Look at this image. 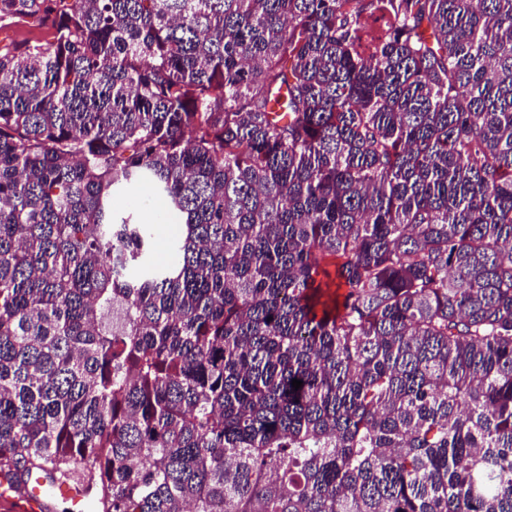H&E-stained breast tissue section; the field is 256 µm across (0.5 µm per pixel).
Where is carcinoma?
Returning <instances> with one entry per match:
<instances>
[{
	"mask_svg": "<svg viewBox=\"0 0 512 512\" xmlns=\"http://www.w3.org/2000/svg\"><path fill=\"white\" fill-rule=\"evenodd\" d=\"M20 21L52 37L0 45V472L102 512H512V0Z\"/></svg>",
	"mask_w": 512,
	"mask_h": 512,
	"instance_id": "obj_1",
	"label": "carcinoma"
}]
</instances>
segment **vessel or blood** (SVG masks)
I'll return each instance as SVG.
<instances>
[{
    "label": "vessel or blood",
    "instance_id": "1",
    "mask_svg": "<svg viewBox=\"0 0 512 512\" xmlns=\"http://www.w3.org/2000/svg\"><path fill=\"white\" fill-rule=\"evenodd\" d=\"M0 505L11 512H98V504L83 486L52 480L33 472L23 480L0 474Z\"/></svg>",
    "mask_w": 512,
    "mask_h": 512
}]
</instances>
